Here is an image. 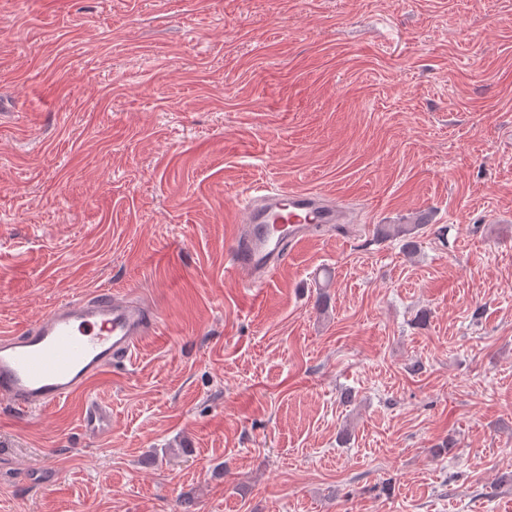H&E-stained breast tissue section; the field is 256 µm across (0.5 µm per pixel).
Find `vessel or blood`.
<instances>
[{"mask_svg": "<svg viewBox=\"0 0 512 512\" xmlns=\"http://www.w3.org/2000/svg\"><path fill=\"white\" fill-rule=\"evenodd\" d=\"M239 205L247 219L232 238L229 269L254 288L273 277L287 245L307 237L311 225L348 221L345 204L317 191L268 190L246 195ZM156 328L146 308L119 290L56 304L29 326L0 335V400L26 415L49 409L131 359ZM107 423V410L88 402V436L99 437Z\"/></svg>", "mask_w": 512, "mask_h": 512, "instance_id": "obj_1", "label": "vessel or blood"}]
</instances>
